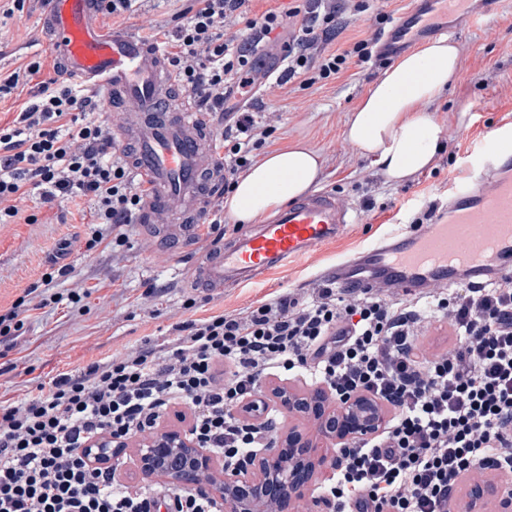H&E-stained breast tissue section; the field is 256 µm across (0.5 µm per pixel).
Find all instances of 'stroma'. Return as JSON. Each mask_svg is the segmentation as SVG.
<instances>
[{"label": "stroma", "mask_w": 512, "mask_h": 512, "mask_svg": "<svg viewBox=\"0 0 512 512\" xmlns=\"http://www.w3.org/2000/svg\"><path fill=\"white\" fill-rule=\"evenodd\" d=\"M409 0H370L337 42L338 47L387 32L379 15L397 17ZM186 0H139L137 10L123 18L102 17L103 26L134 30L138 35L171 30ZM41 0H27L22 18L0 13V72L41 58L43 78L56 71L43 45H31L42 33ZM461 51V70L447 94L431 111L446 129V146L435 165L402 183L385 182L369 159L361 157L343 137L349 112L361 95L389 67V60L351 66L326 84L278 86L281 60L263 50L258 54L263 79L248 102L264 116L274 147L301 142L317 150L324 169L320 191L334 194L354 210L358 223L345 236L323 247L315 257L260 283L228 288L224 293H195L189 270L211 248L214 231L233 238L247 227L225 217L219 228L203 224L192 245L170 252L145 235L139 225L126 227L123 246L102 244L86 250L91 204L76 197L52 205L38 199L20 202L17 223L0 224V310L11 307L25 289L40 280L52 262L72 267L60 293L80 294L74 308L45 307L31 311L16 346L0 357V402L9 404L37 393L63 372H75L105 357L144 345H159L173 334L176 323L249 307L292 293H310L320 273L342 257L381 241L396 230H410L414 218L429 205L445 208L448 188L461 175L470 156L512 120V15L494 11L481 20L458 24L452 34ZM36 223H28V216ZM68 242L59 253L60 242ZM194 308H185L188 298Z\"/></svg>", "instance_id": "stroma-1"}]
</instances>
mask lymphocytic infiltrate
<instances>
[{
    "label": "lymphocytic infiltrate",
    "instance_id": "obj_1",
    "mask_svg": "<svg viewBox=\"0 0 512 512\" xmlns=\"http://www.w3.org/2000/svg\"><path fill=\"white\" fill-rule=\"evenodd\" d=\"M250 0H188L168 33L167 58L199 111L220 113L224 192L269 136L253 113L227 107L229 88L255 82L256 54L286 18L301 23L279 80L324 82L365 63L373 42L332 43L367 0H302L287 14L254 17ZM98 94L77 81L39 82L12 124L0 125V224L18 201L86 197L95 230L87 248L123 245L147 191L114 160ZM443 314L453 348L425 355L418 337ZM303 375L336 398L372 395L392 410L384 432L337 450L317 494L329 512H452L459 482L488 463L512 473V279L475 288H434L420 297L317 283L305 298L282 295L240 312L176 324L167 346L141 347L63 373L48 389L0 406V512H224L204 487L173 490L118 483L111 465L82 449L107 431L125 439L160 426L174 406L191 413L199 447L238 468L265 448L279 416L234 415L265 375Z\"/></svg>",
    "mask_w": 512,
    "mask_h": 512
}]
</instances>
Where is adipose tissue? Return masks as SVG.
Segmentation results:
<instances>
[{
  "mask_svg": "<svg viewBox=\"0 0 512 512\" xmlns=\"http://www.w3.org/2000/svg\"><path fill=\"white\" fill-rule=\"evenodd\" d=\"M459 74L460 50L447 37L400 57L361 97L345 124V139L386 181L412 179L431 168L445 147V128L429 108ZM322 171L321 155L304 145L271 151L239 178L224 206L239 222L263 221L316 188Z\"/></svg>",
  "mask_w": 512,
  "mask_h": 512,
  "instance_id": "1",
  "label": "adipose tissue"
}]
</instances>
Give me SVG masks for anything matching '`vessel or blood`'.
<instances>
[{
    "label": "vessel or blood",
    "mask_w": 512,
    "mask_h": 512,
    "mask_svg": "<svg viewBox=\"0 0 512 512\" xmlns=\"http://www.w3.org/2000/svg\"><path fill=\"white\" fill-rule=\"evenodd\" d=\"M472 0H411L378 46L387 58L420 33L447 34L480 18ZM54 66L102 92L123 113L114 131L120 157L145 184L141 221L169 248L195 240L198 223L224 169L211 147L207 117L172 112L176 79L165 51L126 28H104L99 0H47L41 16ZM354 217L333 194L290 202L206 253L188 275L204 293L258 283L314 256L344 235ZM341 288H392L415 296L459 283L481 286L512 276V133L502 132L448 194V219L396 232L338 262L327 273Z\"/></svg>",
    "instance_id": "obj_1"
}]
</instances>
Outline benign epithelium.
<instances>
[{
	"label": "benign epithelium",
	"mask_w": 512,
	"mask_h": 512,
	"mask_svg": "<svg viewBox=\"0 0 512 512\" xmlns=\"http://www.w3.org/2000/svg\"><path fill=\"white\" fill-rule=\"evenodd\" d=\"M288 415L316 421L317 436L297 427L276 437L243 471L224 470L217 458L191 440L182 427H158L136 435L135 444L107 433L90 440L83 449L92 464H109L122 448H134L136 464L145 476L160 468L177 486L208 481L215 497L224 500L227 512H277L285 499L299 497L308 486L313 459L320 448H342L354 438L382 432L387 409L368 394L344 402L329 399L318 388H280L273 393Z\"/></svg>",
	"instance_id": "obj_1"
}]
</instances>
